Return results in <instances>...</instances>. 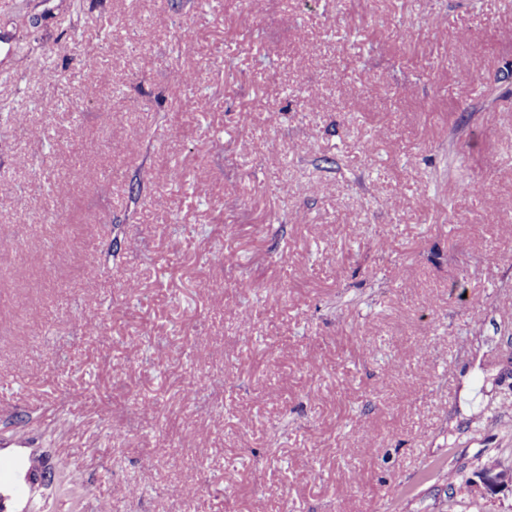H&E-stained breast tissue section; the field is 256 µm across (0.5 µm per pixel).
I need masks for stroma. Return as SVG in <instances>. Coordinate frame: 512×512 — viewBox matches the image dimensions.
I'll list each match as a JSON object with an SVG mask.
<instances>
[{
	"instance_id": "1",
	"label": "stroma",
	"mask_w": 512,
	"mask_h": 512,
	"mask_svg": "<svg viewBox=\"0 0 512 512\" xmlns=\"http://www.w3.org/2000/svg\"><path fill=\"white\" fill-rule=\"evenodd\" d=\"M1 238L0 512H512V0H0Z\"/></svg>"
}]
</instances>
